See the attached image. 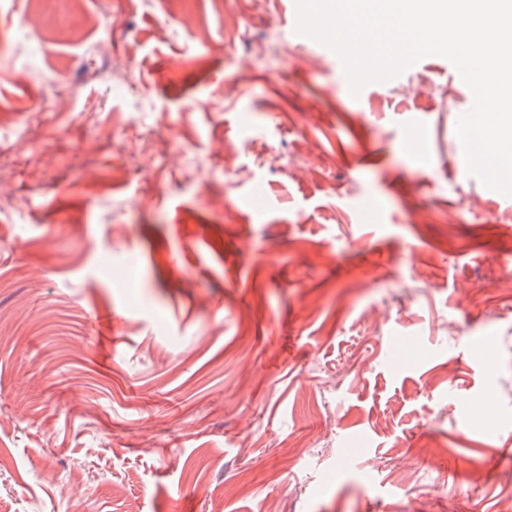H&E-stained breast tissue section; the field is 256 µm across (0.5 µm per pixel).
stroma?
I'll list each match as a JSON object with an SVG mask.
<instances>
[{"mask_svg":"<svg viewBox=\"0 0 512 512\" xmlns=\"http://www.w3.org/2000/svg\"><path fill=\"white\" fill-rule=\"evenodd\" d=\"M187 3L45 45L0 0V512H498L512 195L471 90L433 55L354 98L296 0Z\"/></svg>","mask_w":512,"mask_h":512,"instance_id":"1","label":"stroma"}]
</instances>
